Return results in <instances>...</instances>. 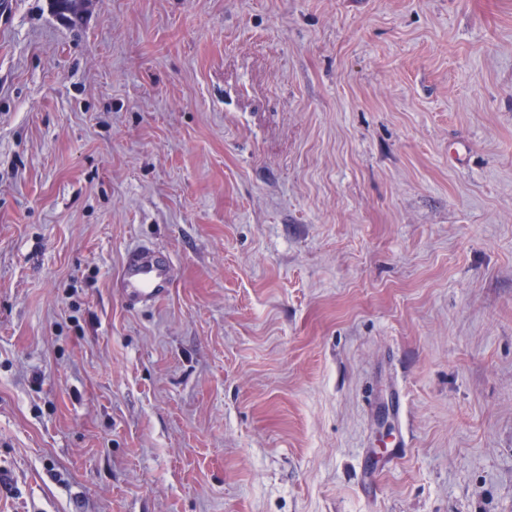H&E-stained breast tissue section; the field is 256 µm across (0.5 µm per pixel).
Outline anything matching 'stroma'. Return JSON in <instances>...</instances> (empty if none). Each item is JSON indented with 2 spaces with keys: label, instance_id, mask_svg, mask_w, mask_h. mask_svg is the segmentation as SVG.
<instances>
[{
  "label": "stroma",
  "instance_id": "obj_1",
  "mask_svg": "<svg viewBox=\"0 0 512 512\" xmlns=\"http://www.w3.org/2000/svg\"><path fill=\"white\" fill-rule=\"evenodd\" d=\"M79 3L0 6V512H512V0ZM173 272V262L165 251L143 246L126 253L115 288L126 304L134 307L163 297Z\"/></svg>",
  "mask_w": 512,
  "mask_h": 512
}]
</instances>
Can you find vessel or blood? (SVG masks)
<instances>
[{"mask_svg":"<svg viewBox=\"0 0 512 512\" xmlns=\"http://www.w3.org/2000/svg\"><path fill=\"white\" fill-rule=\"evenodd\" d=\"M173 272L174 265L165 251L143 246L126 253L115 286L126 304L133 307L163 297Z\"/></svg>","mask_w":512,"mask_h":512,"instance_id":"b4317fda","label":"vessel or blood"}]
</instances>
